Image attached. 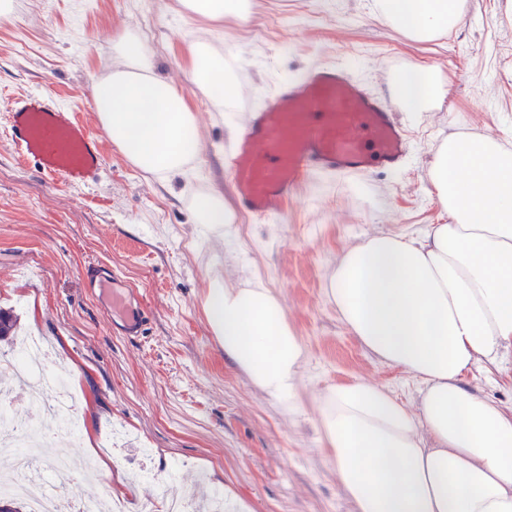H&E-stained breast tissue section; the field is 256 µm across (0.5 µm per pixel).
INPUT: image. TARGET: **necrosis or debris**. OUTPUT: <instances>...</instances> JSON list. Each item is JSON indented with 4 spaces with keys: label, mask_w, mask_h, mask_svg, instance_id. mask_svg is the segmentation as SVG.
Here are the masks:
<instances>
[{
    "label": "necrosis or debris",
    "mask_w": 512,
    "mask_h": 512,
    "mask_svg": "<svg viewBox=\"0 0 512 512\" xmlns=\"http://www.w3.org/2000/svg\"><path fill=\"white\" fill-rule=\"evenodd\" d=\"M38 347L36 337L23 338L10 356L0 361V368L36 379L37 384L29 390L27 398L43 415L53 419L56 427L52 432H43L28 420L13 417L7 405H0V426L5 429L7 448L17 472L15 480L0 490L25 499L31 512H57L56 478L87 471L91 463L85 458H73L62 450L79 431L78 412L66 377L53 373L48 358L38 354ZM50 382L56 385V398L51 404L46 403L40 393L41 385ZM48 448L54 449L55 455L52 472L47 475L35 470L34 465Z\"/></svg>",
    "instance_id": "necrosis-or-debris-1"
}]
</instances>
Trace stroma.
Segmentation results:
<instances>
[{
	"mask_svg": "<svg viewBox=\"0 0 512 512\" xmlns=\"http://www.w3.org/2000/svg\"><path fill=\"white\" fill-rule=\"evenodd\" d=\"M14 2L0 21V307L14 310L19 333L45 343L72 385L82 436L70 451L91 459L95 474L60 483L62 496L118 497L139 512L174 491L198 510L203 488L242 500L248 512H350L320 449L315 398L360 377L413 405L422 385L361 346L326 296V275L349 244L448 223L429 167L449 135L475 133L512 150V0H463L458 27L427 40L384 17L379 0H254L249 16L221 20L190 18L178 0ZM127 27L152 52L155 74L188 96L200 157L190 174L162 183L109 142L94 186L48 181L15 156L8 101L48 95L101 132L91 86ZM193 38L210 41L236 74L239 94L224 111L192 82ZM326 63L386 97L404 68L430 72L429 102L400 114L413 144L406 165L321 177L280 213L232 214L227 232L192 223L195 192L217 189L233 202L224 153L246 110ZM88 265L115 271L139 296L144 336L122 334L110 285L84 284ZM215 281L259 283L283 302L306 354L296 412H282L225 360L204 313ZM467 381L511 405L512 354L496 368L476 364Z\"/></svg>",
	"mask_w": 512,
	"mask_h": 512,
	"instance_id": "1",
	"label": "stroma"
}]
</instances>
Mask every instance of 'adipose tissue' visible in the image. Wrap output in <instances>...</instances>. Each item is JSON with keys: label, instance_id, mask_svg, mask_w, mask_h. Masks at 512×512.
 Wrapping results in <instances>:
<instances>
[{"label": "adipose tissue", "instance_id": "obj_1", "mask_svg": "<svg viewBox=\"0 0 512 512\" xmlns=\"http://www.w3.org/2000/svg\"><path fill=\"white\" fill-rule=\"evenodd\" d=\"M420 39L461 20L459 0H382ZM92 84L98 119L136 168L163 181L188 174L201 129L185 94L154 72L136 30L114 40ZM187 64L215 111L236 87L223 55L190 42ZM427 70L398 73L392 93L412 111L431 96ZM451 221L419 238L377 234L345 248L326 277L343 324L372 355L423 385L416 407L388 387L351 378L316 400L319 442L352 512H512V407L465 381L512 352V152L481 135H449L430 169ZM206 319L224 354L285 412L301 401L306 356L270 289L212 283Z\"/></svg>", "mask_w": 512, "mask_h": 512}]
</instances>
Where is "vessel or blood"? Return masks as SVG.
Masks as SVG:
<instances>
[{"mask_svg":"<svg viewBox=\"0 0 512 512\" xmlns=\"http://www.w3.org/2000/svg\"><path fill=\"white\" fill-rule=\"evenodd\" d=\"M19 159L35 160L54 182L88 185L104 161L103 143L74 114L44 96L15 98L9 108ZM409 150L397 112L336 68L311 70L248 110L227 159L238 210L267 217L301 182L319 173L400 169Z\"/></svg>","mask_w":512,"mask_h":512,"instance_id":"vessel-or-blood-1","label":"vessel or blood"}]
</instances>
